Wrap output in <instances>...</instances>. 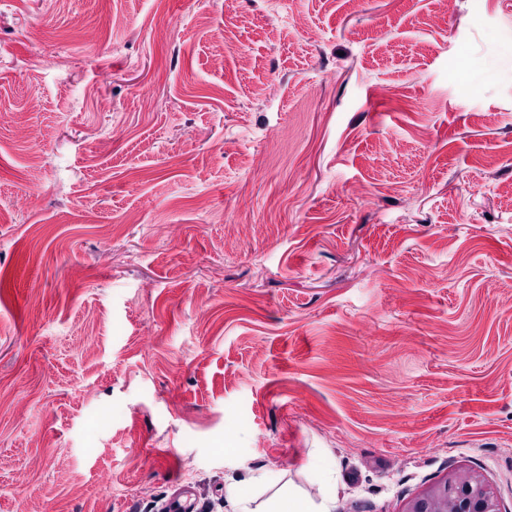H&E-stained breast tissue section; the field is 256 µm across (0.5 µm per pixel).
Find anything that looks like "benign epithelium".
<instances>
[{"mask_svg": "<svg viewBox=\"0 0 512 512\" xmlns=\"http://www.w3.org/2000/svg\"><path fill=\"white\" fill-rule=\"evenodd\" d=\"M402 512H503L496 489L476 470H450L409 499Z\"/></svg>", "mask_w": 512, "mask_h": 512, "instance_id": "7a95c632", "label": "benign epithelium"}]
</instances>
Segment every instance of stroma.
Masks as SVG:
<instances>
[{
    "instance_id": "35a3bbf8",
    "label": "stroma",
    "mask_w": 512,
    "mask_h": 512,
    "mask_svg": "<svg viewBox=\"0 0 512 512\" xmlns=\"http://www.w3.org/2000/svg\"><path fill=\"white\" fill-rule=\"evenodd\" d=\"M506 42L512 0H0V512L451 468L512 512Z\"/></svg>"
}]
</instances>
